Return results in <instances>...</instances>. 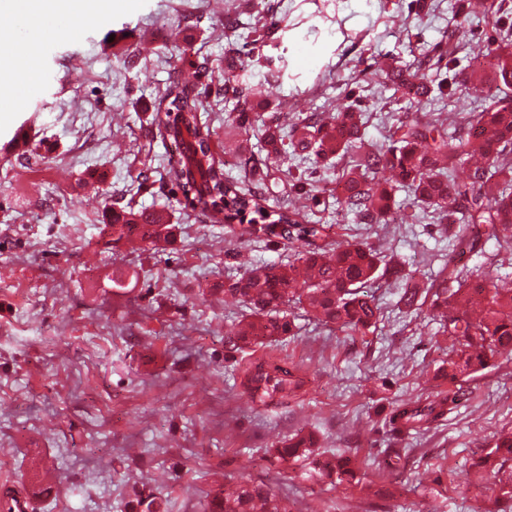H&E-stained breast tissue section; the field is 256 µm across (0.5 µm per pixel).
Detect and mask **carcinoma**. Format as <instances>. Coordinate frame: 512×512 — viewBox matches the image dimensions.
<instances>
[{"mask_svg": "<svg viewBox=\"0 0 512 512\" xmlns=\"http://www.w3.org/2000/svg\"><path fill=\"white\" fill-rule=\"evenodd\" d=\"M386 84L394 93L417 104L431 92V85L392 63L382 69ZM512 85V51L501 50L492 73L478 71L468 80V90L478 95L490 80ZM165 107L156 110L153 123L164 130L174 147L179 143L175 129L169 127L172 112L184 114V123L194 132L199 151L209 163L211 188L198 194L201 211H212L216 199L223 207L224 221L244 211L254 214L248 227L237 236L258 239L278 237L294 251L286 264H252L234 285L225 289L242 309V319L232 346L242 349L250 345L271 343L293 333L295 317L286 306H298L322 325L332 329L366 332L377 328L380 310L367 288L382 280L404 283L398 304L409 313L427 312L442 333L454 342L447 364L439 368L440 378L459 383L458 390L475 374L489 367L491 359L512 351V289L498 287L491 279L466 280L448 267L427 286L422 287L401 267L392 265L379 251L367 244L337 245L331 241L330 224H302L300 212L293 209L268 220L255 192L244 191L224 179V168L213 164L209 155L210 129L199 121L204 109L196 84L187 77L173 82ZM487 104L466 118L464 132L448 136L437 126L417 117L405 116L399 121L398 138L385 152L378 151L366 139V116L358 108H350L327 119L312 115L299 120L288 131L279 124L262 123L265 160L278 159L289 153L299 159L315 157L333 159L355 156L353 164L339 181L344 202L362 216L381 222L391 215L398 202L395 189L408 193L410 206L432 211L439 217L451 218L458 225L454 234L461 252L473 251L486 239H512V97L505 91L485 97ZM224 126L235 130L240 159H245L250 135L248 117L241 113L227 116ZM387 167L394 173L395 184L379 182L377 170ZM459 166L471 171L470 182L460 186L450 180ZM144 211L131 206L112 208L103 215V228L112 229V246L144 245L159 251L175 239L176 225L164 214L160 222L142 223ZM455 400H430L423 406L396 409L392 424L403 430H416L434 422L444 414L443 406L453 409ZM311 434L298 433L278 445L269 456L273 465H284L301 459L309 462L310 471L320 477L359 486L360 468L349 456L327 457L316 448ZM512 456V431H504L495 439L482 464L495 469L499 456ZM470 486L507 504L512 512V477L508 481H490L485 477ZM125 512H152L154 499L140 493L129 499ZM211 512H291L288 499L279 498L262 483H247L232 497H214Z\"/></svg>", "mask_w": 512, "mask_h": 512, "instance_id": "cac0c4a2", "label": "carcinoma"}]
</instances>
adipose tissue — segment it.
<instances>
[{"mask_svg":"<svg viewBox=\"0 0 512 512\" xmlns=\"http://www.w3.org/2000/svg\"><path fill=\"white\" fill-rule=\"evenodd\" d=\"M116 5L130 9L135 0H10L8 9L15 24L0 28V104L19 102L41 80L34 63L37 43H30L23 54L13 49L24 28L34 24L47 31L61 26L81 29Z\"/></svg>","mask_w":512,"mask_h":512,"instance_id":"adipose-tissue-1","label":"adipose tissue"}]
</instances>
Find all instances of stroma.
<instances>
[{
  "label": "stroma",
  "mask_w": 512,
  "mask_h": 512,
  "mask_svg": "<svg viewBox=\"0 0 512 512\" xmlns=\"http://www.w3.org/2000/svg\"><path fill=\"white\" fill-rule=\"evenodd\" d=\"M94 26L39 44L41 86L0 112V487L32 493L34 512H124L133 492L160 512H211L214 496L264 481L293 512H499L474 499L467 476L512 429V356L471 378L452 412L430 428L399 432L398 404L454 393L438 368L450 343L434 321L398 306L400 287L371 288L375 331L329 329L297 311L293 336L232 349L240 307L224 290L245 264L291 260L286 241L234 236L188 206L171 177L170 143L152 122L175 75H196L224 172L249 187L228 114L292 125L359 105L368 140L387 149L404 113L462 130L478 103L466 87L477 62L512 43V0L490 19L468 0H136ZM117 42H110V35ZM442 86L422 104L393 98L381 76L391 60ZM237 62L242 87L264 99L225 95L210 75ZM26 131L23 153L9 142ZM349 157L271 167L267 211L308 196L299 220L329 224L338 242L366 243L420 283L455 264L512 287V245L486 240L454 255L456 225L418 220L406 193L384 224L337 200ZM146 182H139V175ZM168 207L180 230L164 251H113L100 235L105 206ZM120 288H113V281ZM280 363L293 385L254 397L248 372ZM314 433L321 451L355 458L351 486L301 462L270 465L268 450ZM403 449L389 472L387 449Z\"/></svg>",
  "instance_id": "stroma-1"
}]
</instances>
